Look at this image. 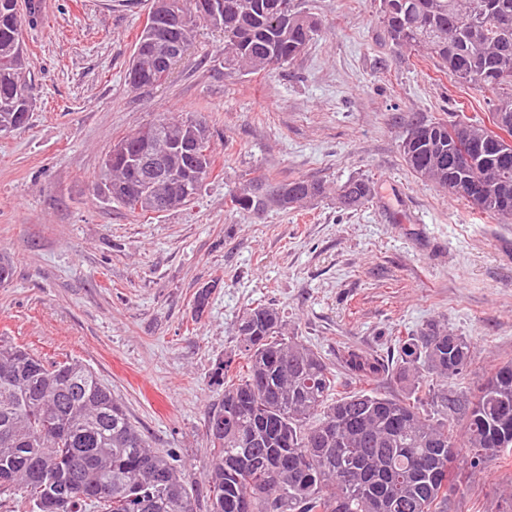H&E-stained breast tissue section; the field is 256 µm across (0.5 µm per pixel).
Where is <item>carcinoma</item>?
I'll use <instances>...</instances> for the list:
<instances>
[{
    "instance_id": "carcinoma-1",
    "label": "carcinoma",
    "mask_w": 512,
    "mask_h": 512,
    "mask_svg": "<svg viewBox=\"0 0 512 512\" xmlns=\"http://www.w3.org/2000/svg\"><path fill=\"white\" fill-rule=\"evenodd\" d=\"M224 65L256 69L288 62L318 32L294 0H248L251 11L233 12L223 0ZM164 6L155 22L169 43H191L195 0H154ZM288 17V33L280 22ZM380 22L400 48L423 49L460 84L491 94V121L512 109V0H380ZM20 0H0V132L25 126L33 103L28 94L21 41ZM483 48L492 66L476 70L471 54ZM149 30L134 45L129 80L157 84L161 69ZM192 115L161 118L156 124L183 137L186 167L168 187L184 204L211 176L210 146L198 147L189 129ZM435 139L402 140L408 167L444 185L468 174L455 166L461 148L435 121ZM491 141L500 181L512 188V127ZM270 193L288 186V206L324 194L321 183L251 181L231 196L234 208L256 213L248 188ZM100 190L109 200L145 215V193L127 167H104ZM372 182L353 178L336 190L341 207L362 206ZM233 359L215 368L224 377V400L208 414L213 444L205 474L209 512H448V487L460 452L478 468L493 456L512 453V361L491 369L473 391L448 381L461 377L474 360L471 342L436 328L399 337L394 373L380 359L355 350L342 356L352 379L368 385L388 376L405 393L375 390L334 394L339 383L323 357L297 336L284 337L280 313L259 303L240 318ZM336 398H331V395ZM21 491L34 512H194L185 481L156 452L124 406L96 374L78 361L49 365L19 346L0 340V494Z\"/></svg>"
}]
</instances>
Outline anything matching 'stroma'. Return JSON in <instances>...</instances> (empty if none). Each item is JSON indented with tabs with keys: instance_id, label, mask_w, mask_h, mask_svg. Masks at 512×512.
Wrapping results in <instances>:
<instances>
[{
	"instance_id": "obj_1",
	"label": "stroma",
	"mask_w": 512,
	"mask_h": 512,
	"mask_svg": "<svg viewBox=\"0 0 512 512\" xmlns=\"http://www.w3.org/2000/svg\"><path fill=\"white\" fill-rule=\"evenodd\" d=\"M25 22L26 126L0 136V338L49 363L78 361L119 400L150 445L182 471L209 512L211 372L236 354L235 327L272 303L285 335L330 364L359 350L393 364L398 337L464 336L472 389L512 360V222L481 213L414 173L400 149L411 125L488 116L487 93L397 47L379 0H298L319 23L305 51L260 73L224 68V33L198 22L165 83L133 87L128 67L151 0H35ZM197 116L215 169L179 208L143 215L98 191L114 142L160 118ZM373 181L361 208L336 202ZM319 181L318 200L262 216L233 209L252 179ZM209 287V304L193 300ZM448 512H512L506 468L455 463ZM373 190L369 179L353 178L336 190V199L344 209L358 208L369 200Z\"/></svg>"
}]
</instances>
